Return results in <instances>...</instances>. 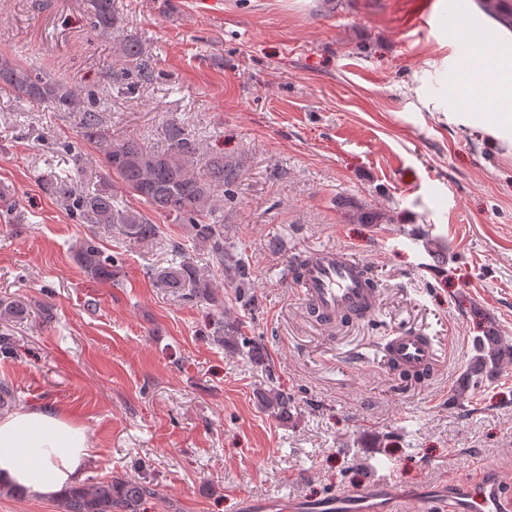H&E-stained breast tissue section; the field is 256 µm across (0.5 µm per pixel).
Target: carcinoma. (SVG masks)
<instances>
[{"label":"carcinoma","mask_w":512,"mask_h":512,"mask_svg":"<svg viewBox=\"0 0 512 512\" xmlns=\"http://www.w3.org/2000/svg\"><path fill=\"white\" fill-rule=\"evenodd\" d=\"M89 25L99 36L112 40L115 60L125 65L120 79L135 76L147 84L154 78L149 50L137 36L119 33L123 29L116 14L115 0H87ZM0 93L24 102H39L56 112H79L82 138L104 148V168L121 183L124 192L137 197L156 212L173 216L188 224L196 243L207 249L212 266L238 288H248V271L237 253L224 247V225L207 222L216 206L224 201V192L239 177V165L219 153L201 154L198 143L177 123L164 130L165 145L146 144L137 137L118 142L110 139L103 124L102 108L96 99L85 101L79 92L60 80L35 72L20 59L0 55ZM46 190L72 208L90 224H120L126 237L138 245L160 240L159 227L147 214L125 203L114 192L108 179L97 188L76 192L72 178L55 177L46 181ZM179 261L157 275L163 288L190 291L204 301H216L213 283L194 258L178 245L172 246ZM83 271L99 280H112L113 260L103 256L95 240H86L75 252ZM28 316V307L19 300L0 301V319L20 322ZM475 355L463 378L457 396L463 397L471 386L497 379L502 364L512 362V345L505 344L491 330L474 340ZM291 398L281 389L271 388L260 395L262 409L288 421ZM156 495L147 481L120 475L79 486L58 499L59 512H140L145 501Z\"/></svg>","instance_id":"cac0c4a2"}]
</instances>
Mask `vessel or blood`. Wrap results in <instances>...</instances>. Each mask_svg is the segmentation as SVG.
<instances>
[{"instance_id": "vessel-or-blood-1", "label": "vessel or blood", "mask_w": 512, "mask_h": 512, "mask_svg": "<svg viewBox=\"0 0 512 512\" xmlns=\"http://www.w3.org/2000/svg\"><path fill=\"white\" fill-rule=\"evenodd\" d=\"M462 42L477 45L486 66L498 61L493 36L485 31H462ZM299 284L303 297L316 315L332 320L371 315L377 291L371 288L364 264L339 248L308 251L299 260ZM391 367L404 374L431 370L436 349L427 336L403 331L385 347ZM401 499L389 481L336 492L314 503L291 505L290 512H401ZM419 512H512V482L487 472L457 477L447 493L420 502Z\"/></svg>"}]
</instances>
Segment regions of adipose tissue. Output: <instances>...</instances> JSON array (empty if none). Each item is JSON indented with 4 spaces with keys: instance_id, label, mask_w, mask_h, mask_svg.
Listing matches in <instances>:
<instances>
[{
    "instance_id": "obj_1",
    "label": "adipose tissue",
    "mask_w": 512,
    "mask_h": 512,
    "mask_svg": "<svg viewBox=\"0 0 512 512\" xmlns=\"http://www.w3.org/2000/svg\"><path fill=\"white\" fill-rule=\"evenodd\" d=\"M500 41L509 53L491 68L468 56L456 91L475 103L464 114L467 124H479L483 110H490L504 138L512 134V34ZM92 455L86 427L52 406L0 416V485L21 488L29 498H56L80 486Z\"/></svg>"
}]
</instances>
